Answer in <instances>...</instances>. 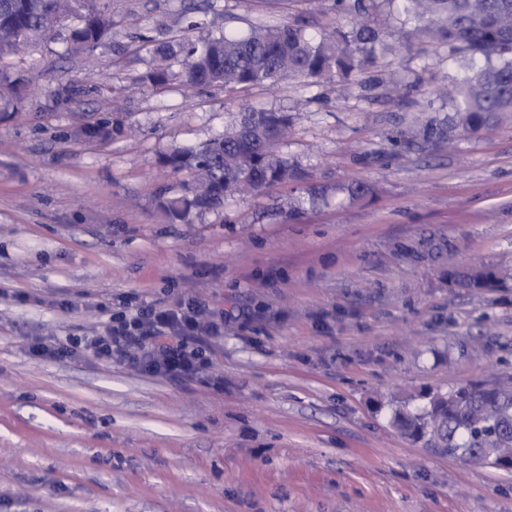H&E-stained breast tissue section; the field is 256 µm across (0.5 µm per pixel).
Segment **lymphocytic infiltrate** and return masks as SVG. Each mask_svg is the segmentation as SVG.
Segmentation results:
<instances>
[{"label": "lymphocytic infiltrate", "instance_id": "f902f5d3", "mask_svg": "<svg viewBox=\"0 0 512 512\" xmlns=\"http://www.w3.org/2000/svg\"><path fill=\"white\" fill-rule=\"evenodd\" d=\"M121 302L123 312L112 316L100 332L64 343L32 338L26 343L29 354L63 360L82 350L107 363L117 361L151 375L180 378L200 374L208 364L196 337L224 333L223 318L195 296L181 297L172 306L138 302L130 295Z\"/></svg>", "mask_w": 512, "mask_h": 512}]
</instances>
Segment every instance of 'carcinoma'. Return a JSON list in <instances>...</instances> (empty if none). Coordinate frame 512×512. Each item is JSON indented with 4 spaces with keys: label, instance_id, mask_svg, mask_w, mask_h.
<instances>
[{
    "label": "carcinoma",
    "instance_id": "1",
    "mask_svg": "<svg viewBox=\"0 0 512 512\" xmlns=\"http://www.w3.org/2000/svg\"><path fill=\"white\" fill-rule=\"evenodd\" d=\"M336 23L320 37L296 24L262 26L245 35L226 32L195 40L190 36L153 41V67L141 77L150 87L174 78L196 88L276 86L292 76L347 79L370 67L377 51L405 45L409 33L399 29L393 41L378 23L380 0H332ZM406 15L425 22L421 34L448 46V54L466 60L461 77L451 82L448 103L454 116L448 130L473 134L494 128L512 117V0H387ZM67 32L68 51L78 55L95 49L109 35L112 19L106 7L71 14L68 0H0V56ZM179 70L173 71V65ZM25 89L23 78L0 76V100ZM291 125L286 112L246 110L224 134L191 149H176L161 156L173 172H188L190 179L159 195V204L173 218L189 220L192 213L224 204L215 195L196 197L191 190L210 182L231 194L241 189L261 191L298 178L296 166L278 150ZM438 128V133L446 130ZM249 164L263 182L257 186L240 178ZM496 275L489 270L458 274L463 288L489 286ZM420 409L395 410L392 424L410 436L424 427L425 418L438 424L435 452L465 460L484 448L500 459L512 458V386L468 384L445 393L425 394Z\"/></svg>",
    "mask_w": 512,
    "mask_h": 512
}]
</instances>
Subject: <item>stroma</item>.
<instances>
[{"mask_svg": "<svg viewBox=\"0 0 512 512\" xmlns=\"http://www.w3.org/2000/svg\"><path fill=\"white\" fill-rule=\"evenodd\" d=\"M108 4L91 54L60 35L6 58L27 91L0 104V512H512V473L391 425L424 392L512 379V123L429 133L461 69L417 35L345 81L141 88L139 35L316 37L332 0ZM247 108L291 115L298 180L170 218L161 154ZM466 266L505 281L454 286ZM191 293L224 314L193 379L25 348L93 334L124 294Z\"/></svg>", "mask_w": 512, "mask_h": 512, "instance_id": "obj_1", "label": "stroma"}]
</instances>
